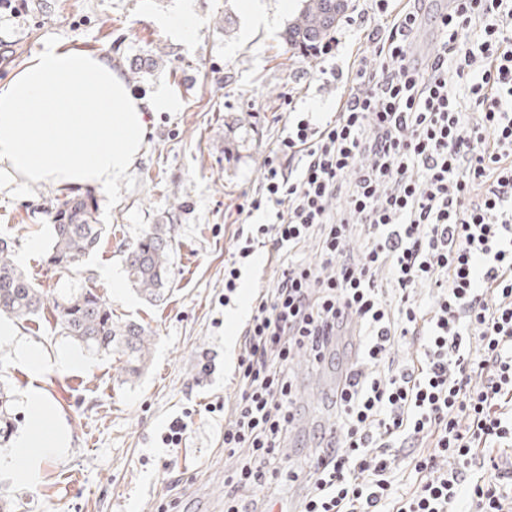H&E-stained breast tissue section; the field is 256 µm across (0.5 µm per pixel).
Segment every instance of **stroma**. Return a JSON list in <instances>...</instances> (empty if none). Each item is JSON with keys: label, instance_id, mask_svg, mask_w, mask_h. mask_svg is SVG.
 Wrapping results in <instances>:
<instances>
[{"label": "stroma", "instance_id": "1", "mask_svg": "<svg viewBox=\"0 0 512 512\" xmlns=\"http://www.w3.org/2000/svg\"><path fill=\"white\" fill-rule=\"evenodd\" d=\"M13 0L0 9V84L45 43L102 55L137 96L166 92L173 109L148 114L146 140L133 167L111 187H76L97 201L107 234L86 257L88 277L49 268L45 256L64 192L39 184L0 188V238L31 281L58 295L94 288L119 320H136L155 338L152 359L136 381H123L117 355L80 354L61 336L52 309L18 324L0 342V380L9 383L18 433L48 410L47 436L63 434L67 452L36 475L0 471V489L18 512H224V414L211 404L233 396L238 330L255 289L276 285L278 268L258 256L240 298L224 304V262L235 249L237 208L257 191L269 149L286 136L281 103L300 87L307 107L336 110L339 84L303 74L282 32L299 0ZM152 224H169L176 240L174 284L150 304L131 289L122 252ZM26 344L46 361L36 372L15 356ZM78 353V352H77ZM214 361V371L202 365ZM300 428L282 450L308 454L307 431L332 423L326 396L336 370L297 359ZM39 390L42 404L30 402ZM187 430L177 446L161 437L173 418Z\"/></svg>", "mask_w": 512, "mask_h": 512}]
</instances>
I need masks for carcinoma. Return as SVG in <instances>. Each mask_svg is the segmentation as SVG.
<instances>
[{
	"instance_id": "obj_1",
	"label": "carcinoma",
	"mask_w": 512,
	"mask_h": 512,
	"mask_svg": "<svg viewBox=\"0 0 512 512\" xmlns=\"http://www.w3.org/2000/svg\"><path fill=\"white\" fill-rule=\"evenodd\" d=\"M336 29L331 0H302L301 7L282 33L285 43L298 47L329 37ZM106 226L97 223L96 205L88 196L64 200L55 213L48 265L80 271L83 259L96 251ZM176 244L171 227L153 224L124 250V265L133 290L150 303L163 301L173 284ZM52 303L56 326L85 352L96 355L118 353L126 380L141 376L151 357L150 331L136 321L112 318V306L94 288H75L52 300L35 287L13 258L11 247L0 245V316L26 323L44 313ZM14 395L0 385V447L9 443L18 424L13 410Z\"/></svg>"
}]
</instances>
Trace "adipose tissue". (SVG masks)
<instances>
[{
    "label": "adipose tissue",
    "mask_w": 512,
    "mask_h": 512,
    "mask_svg": "<svg viewBox=\"0 0 512 512\" xmlns=\"http://www.w3.org/2000/svg\"><path fill=\"white\" fill-rule=\"evenodd\" d=\"M59 90L61 104L54 98ZM171 107L160 95L135 97L101 56L47 43L0 84V176L9 185L44 183L58 190L109 187L141 152L147 110ZM44 427L37 421L11 453L0 455V470L30 474L61 455V438L45 439Z\"/></svg>",
    "instance_id": "1"
}]
</instances>
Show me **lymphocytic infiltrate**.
Returning a JSON list of instances; mask_svg holds the SVG:
<instances>
[{
	"instance_id": "lymphocytic-infiltrate-1",
	"label": "lymphocytic infiltrate",
	"mask_w": 512,
	"mask_h": 512,
	"mask_svg": "<svg viewBox=\"0 0 512 512\" xmlns=\"http://www.w3.org/2000/svg\"><path fill=\"white\" fill-rule=\"evenodd\" d=\"M433 3L372 0L345 19L354 40L300 53L345 43L352 63L330 71V118L286 94L288 133L246 201L274 220L239 225L224 264L228 302L255 254L280 271L240 333L224 512H273L261 495L283 482L304 485L296 512H512V0ZM301 356L337 370L306 465L281 456Z\"/></svg>"
}]
</instances>
